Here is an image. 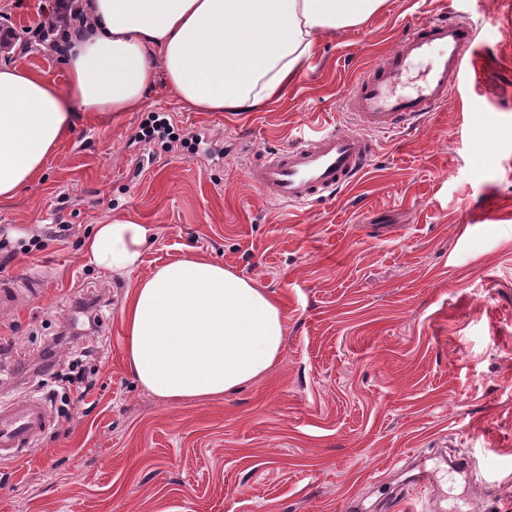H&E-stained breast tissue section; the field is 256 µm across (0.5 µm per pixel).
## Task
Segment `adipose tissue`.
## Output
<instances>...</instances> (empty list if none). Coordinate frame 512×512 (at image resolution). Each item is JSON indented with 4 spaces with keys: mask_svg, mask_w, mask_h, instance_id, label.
Wrapping results in <instances>:
<instances>
[{
    "mask_svg": "<svg viewBox=\"0 0 512 512\" xmlns=\"http://www.w3.org/2000/svg\"><path fill=\"white\" fill-rule=\"evenodd\" d=\"M387 0H90L65 46L67 87L0 66V201L31 185L75 127L76 110L126 112L157 80L203 112H241L281 95L324 32L355 27ZM151 229L97 225L84 254L133 272ZM140 385L164 399H212L263 378L286 315L264 288L214 260L186 256L138 280L122 310Z\"/></svg>",
    "mask_w": 512,
    "mask_h": 512,
    "instance_id": "1",
    "label": "adipose tissue"
}]
</instances>
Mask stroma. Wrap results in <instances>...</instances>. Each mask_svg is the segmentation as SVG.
Segmentation results:
<instances>
[{"label": "stroma", "mask_w": 512, "mask_h": 512, "mask_svg": "<svg viewBox=\"0 0 512 512\" xmlns=\"http://www.w3.org/2000/svg\"><path fill=\"white\" fill-rule=\"evenodd\" d=\"M40 0H0L28 46L10 64L66 87L57 54L31 42ZM465 17L468 78L417 127L376 134L366 173L335 198L262 200L248 171L324 126L354 123L348 86L423 17ZM172 139L136 137L152 116ZM67 237L44 235L57 221ZM148 224L142 262L89 264L95 225ZM0 402L36 393L18 376L79 303L99 323L76 349L95 381L71 421L0 462V512H512V0H389L364 25L319 37L308 65L264 108L199 112L164 82L119 116L80 113L37 181L0 202ZM195 254L276 297L284 348L234 394L145 392L124 354L122 308L138 279ZM40 291H27L31 277ZM475 462L467 478L450 462Z\"/></svg>", "instance_id": "35a3bbf8"}]
</instances>
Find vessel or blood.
I'll use <instances>...</instances> for the list:
<instances>
[{"instance_id": "1", "label": "vessel or blood", "mask_w": 512, "mask_h": 512, "mask_svg": "<svg viewBox=\"0 0 512 512\" xmlns=\"http://www.w3.org/2000/svg\"><path fill=\"white\" fill-rule=\"evenodd\" d=\"M475 31L462 19L425 18L384 58L350 87L346 103L358 129L320 130L252 167L248 178L266 200L298 205L327 199L364 172L377 144L374 134L399 131L434 111L463 81ZM427 61L425 79L415 93L393 91L402 75ZM53 425V416L36 398L0 405V461L22 456Z\"/></svg>"}]
</instances>
